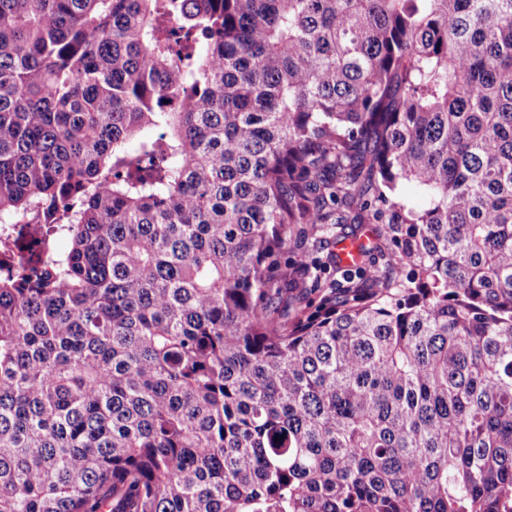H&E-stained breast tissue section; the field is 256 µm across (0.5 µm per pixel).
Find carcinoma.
Wrapping results in <instances>:
<instances>
[{"instance_id":"obj_1","label":"carcinoma","mask_w":512,"mask_h":512,"mask_svg":"<svg viewBox=\"0 0 512 512\" xmlns=\"http://www.w3.org/2000/svg\"><path fill=\"white\" fill-rule=\"evenodd\" d=\"M1 224L0 512H512V0H0Z\"/></svg>"}]
</instances>
